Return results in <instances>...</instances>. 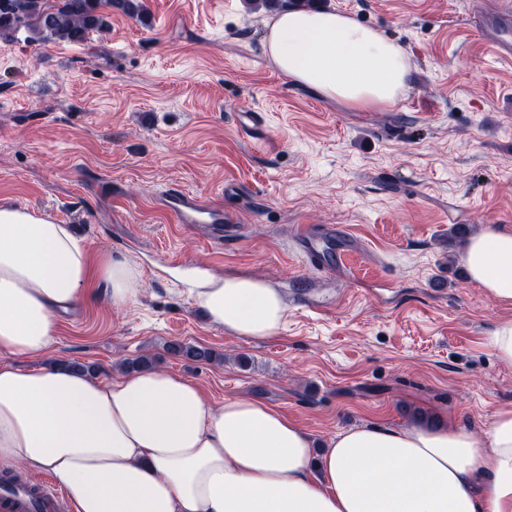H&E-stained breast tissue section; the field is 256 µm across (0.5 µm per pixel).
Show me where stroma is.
<instances>
[{
	"mask_svg": "<svg viewBox=\"0 0 512 512\" xmlns=\"http://www.w3.org/2000/svg\"><path fill=\"white\" fill-rule=\"evenodd\" d=\"M317 2L403 46L395 105L355 111L288 78L264 48L274 15L249 0H145L147 22L114 15L81 43L0 38V199L142 275L136 302L113 306L99 284L61 316L49 358L106 381L144 355L211 402L276 407L319 445L417 411L484 433L512 408V365L488 345L512 306L470 281L448 230L512 229V62L472 26L489 0ZM245 111L265 140L239 128ZM172 185L232 210L238 240L179 226L157 203ZM299 224L356 236L354 274L300 257ZM199 273L264 279L287 303L282 328L225 334L191 298ZM174 340L217 358L173 355Z\"/></svg>",
	"mask_w": 512,
	"mask_h": 512,
	"instance_id": "stroma-1",
	"label": "stroma"
}]
</instances>
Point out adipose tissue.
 Here are the masks:
<instances>
[{
    "label": "adipose tissue",
    "mask_w": 512,
    "mask_h": 512,
    "mask_svg": "<svg viewBox=\"0 0 512 512\" xmlns=\"http://www.w3.org/2000/svg\"><path fill=\"white\" fill-rule=\"evenodd\" d=\"M266 48L295 82L357 110L393 104L410 80L400 44L334 9L280 12ZM462 260L489 298L512 304V230L481 229ZM95 281L118 307L142 285L137 267L92 257L69 225L0 202V465L51 474L72 512H512V408L482 439L465 426H360L318 452L278 409L212 405L171 371L104 382L68 364L18 367L49 352L60 311ZM191 293L235 337L269 338L287 313L253 276H206Z\"/></svg>",
    "instance_id": "adipose-tissue-1"
}]
</instances>
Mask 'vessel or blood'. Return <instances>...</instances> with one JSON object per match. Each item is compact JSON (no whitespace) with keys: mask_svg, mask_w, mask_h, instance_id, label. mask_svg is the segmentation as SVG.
<instances>
[{"mask_svg":"<svg viewBox=\"0 0 512 512\" xmlns=\"http://www.w3.org/2000/svg\"><path fill=\"white\" fill-rule=\"evenodd\" d=\"M491 14L496 23L493 28L482 29L481 34L496 54L512 58V0H495ZM161 205L180 224L202 225L214 241L221 242L228 238L236 222L233 213L175 187L165 192ZM294 241L310 261L324 272L344 267L358 253L349 239L332 229L317 232L303 225L297 229Z\"/></svg>","mask_w":512,"mask_h":512,"instance_id":"vessel-or-blood-1","label":"vessel or blood"}]
</instances>
